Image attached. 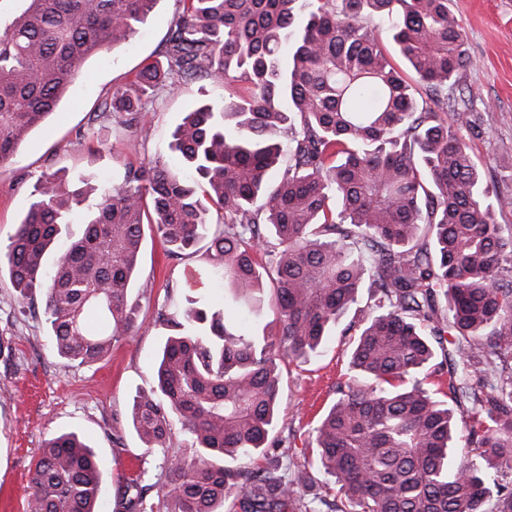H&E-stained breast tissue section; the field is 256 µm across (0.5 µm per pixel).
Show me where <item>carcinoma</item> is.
Segmentation results:
<instances>
[{
  "label": "carcinoma",
  "mask_w": 512,
  "mask_h": 512,
  "mask_svg": "<svg viewBox=\"0 0 512 512\" xmlns=\"http://www.w3.org/2000/svg\"><path fill=\"white\" fill-rule=\"evenodd\" d=\"M157 0H29L0 32V168L54 111L89 56L126 43ZM163 60L113 89L104 112L138 136L159 92L242 81L220 109L185 115L168 150L128 169L88 207L83 235L46 267L87 200L41 175L0 274L19 299L41 293L58 356L93 363L138 328L129 300L144 225L167 252L206 239L208 279L243 304L189 299L158 321V393L134 397L131 425L169 471L168 512H512V233L460 131L464 31L448 0H179ZM424 94L394 67L376 22ZM222 217L211 223V212ZM276 285L277 336L244 329ZM348 377L313 427L311 473L249 461L280 446V363L335 335L362 294ZM451 340L444 341V335ZM449 368H444V365ZM448 370V399L426 388ZM461 415H456V412ZM194 454H168L172 418ZM473 456L455 466L459 441ZM148 486L118 488L148 512ZM102 475L73 433L47 440L29 512H97Z\"/></svg>",
  "instance_id": "cac0c4a2"
}]
</instances>
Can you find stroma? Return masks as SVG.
Instances as JSON below:
<instances>
[{"label": "stroma", "mask_w": 512, "mask_h": 512, "mask_svg": "<svg viewBox=\"0 0 512 512\" xmlns=\"http://www.w3.org/2000/svg\"><path fill=\"white\" fill-rule=\"evenodd\" d=\"M466 34V62L458 84L474 115L462 129L467 150L501 195L496 221L512 230V0H449ZM178 0H157L136 34L124 45L84 60L56 110L35 128L0 169V248L35 199L42 173L121 183L126 167L147 165L166 153L171 134L187 112L220 104L244 92L241 82L207 80L162 93L152 106L147 130L134 139L118 119L101 111L113 88L134 79L158 59ZM207 241L193 253L169 256L152 231H145L137 287L140 327L114 342L101 360L64 362L56 353L42 307L19 302L8 276L0 277V512H27L31 470L44 441L73 432L95 451L104 484L100 512H116L115 493L125 479L144 472L154 512H165L167 475L159 454L146 452L130 425L136 395L156 389L155 359L168 332L157 320L185 297L206 295L210 283ZM202 280L190 287L186 270ZM153 288L141 292L140 281ZM348 337L330 338L325 349L304 363L280 367L282 395L278 425L289 444L268 448L267 457L288 466L303 464L312 429L334 401L338 379L347 368ZM121 442H114L113 431Z\"/></svg>", "instance_id": "1"}]
</instances>
